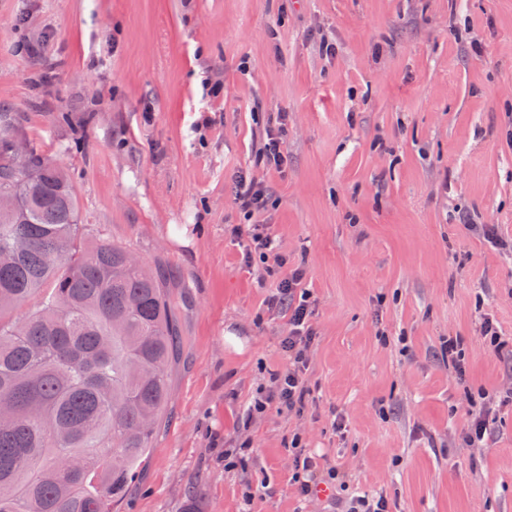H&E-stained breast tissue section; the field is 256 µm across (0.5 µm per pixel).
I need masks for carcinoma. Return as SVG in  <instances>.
<instances>
[{"instance_id": "1", "label": "carcinoma", "mask_w": 512, "mask_h": 512, "mask_svg": "<svg viewBox=\"0 0 512 512\" xmlns=\"http://www.w3.org/2000/svg\"><path fill=\"white\" fill-rule=\"evenodd\" d=\"M0 512H114L167 420L183 337L170 280L131 250L85 244L74 187L0 141ZM31 300L25 318L8 315Z\"/></svg>"}]
</instances>
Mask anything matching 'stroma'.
<instances>
[{"label":"stroma","instance_id":"obj_1","mask_svg":"<svg viewBox=\"0 0 512 512\" xmlns=\"http://www.w3.org/2000/svg\"><path fill=\"white\" fill-rule=\"evenodd\" d=\"M0 113L89 234L180 283L169 417L118 512H512V0H0ZM254 224L284 264L245 261ZM296 268L310 394L251 416ZM298 453L330 495H299ZM265 195L261 188L255 186L251 181L247 183V179L239 180V189L236 193L237 200L241 207L247 212L260 208L264 202ZM337 503L342 510H336V512H389L388 502L381 496L378 499L360 497L349 503L339 501Z\"/></svg>","mask_w":512,"mask_h":512}]
</instances>
